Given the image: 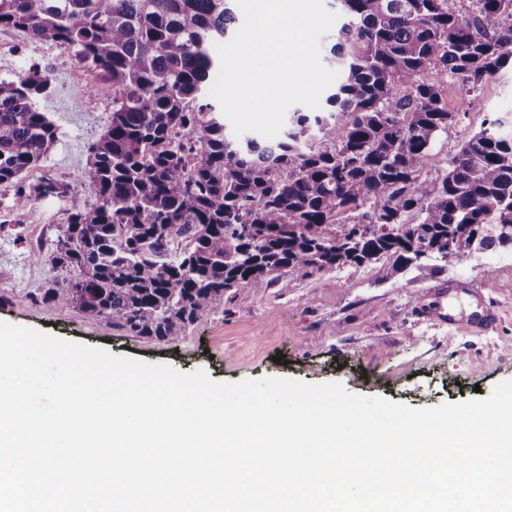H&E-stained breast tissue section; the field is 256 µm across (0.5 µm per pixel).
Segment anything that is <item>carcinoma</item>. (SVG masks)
I'll return each instance as SVG.
<instances>
[{
  "label": "carcinoma",
  "mask_w": 512,
  "mask_h": 512,
  "mask_svg": "<svg viewBox=\"0 0 512 512\" xmlns=\"http://www.w3.org/2000/svg\"><path fill=\"white\" fill-rule=\"evenodd\" d=\"M233 0H0V28L48 40L112 83V121L89 148L90 202L70 214L33 303L76 305L109 327L168 340L232 288L285 271L394 258L396 269L512 246V135L494 119L434 185L420 179L455 115L442 76L469 89L512 62V0H339L340 77L317 110L270 143L224 132L207 102L213 46ZM436 76H428L429 71ZM37 66L0 80V183L55 142ZM417 214L419 222L406 217Z\"/></svg>",
  "instance_id": "obj_1"
}]
</instances>
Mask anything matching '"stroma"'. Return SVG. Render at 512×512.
Returning a JSON list of instances; mask_svg holds the SVG:
<instances>
[{"mask_svg": "<svg viewBox=\"0 0 512 512\" xmlns=\"http://www.w3.org/2000/svg\"><path fill=\"white\" fill-rule=\"evenodd\" d=\"M0 80L36 66L50 77L39 106L56 140L26 186L52 181L65 193L19 208L13 184H0V321L107 349L181 372L206 369L222 382L284 377L310 384L337 382L347 391L413 408L487 398L512 379V248L474 253L441 271L375 263L313 273L273 275L267 287L227 291L222 301L173 340L134 336L74 306L36 305L50 288L59 227L86 200L89 148L112 120V84L55 44L0 28ZM455 118L437 138L421 177L436 183L461 146L485 123L512 134V66L467 92L444 81ZM497 319L479 323L483 308ZM283 363H275V356Z\"/></svg>", "mask_w": 512, "mask_h": 512, "instance_id": "obj_1", "label": "stroma"}]
</instances>
